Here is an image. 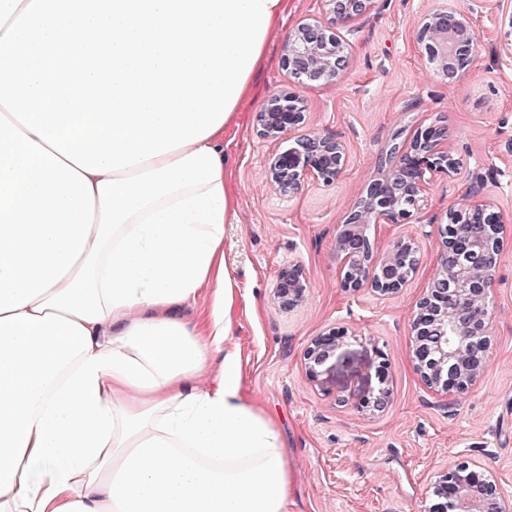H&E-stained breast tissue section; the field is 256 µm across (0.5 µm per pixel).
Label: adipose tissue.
Here are the masks:
<instances>
[{"label": "adipose tissue", "mask_w": 512, "mask_h": 512, "mask_svg": "<svg viewBox=\"0 0 512 512\" xmlns=\"http://www.w3.org/2000/svg\"><path fill=\"white\" fill-rule=\"evenodd\" d=\"M254 83L207 138L103 175L0 106V512H288L281 431L224 345V135Z\"/></svg>", "instance_id": "obj_1"}]
</instances>
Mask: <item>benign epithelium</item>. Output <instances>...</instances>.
I'll use <instances>...</instances> for the list:
<instances>
[{
    "label": "benign epithelium",
    "mask_w": 512,
    "mask_h": 512,
    "mask_svg": "<svg viewBox=\"0 0 512 512\" xmlns=\"http://www.w3.org/2000/svg\"><path fill=\"white\" fill-rule=\"evenodd\" d=\"M323 10L335 20L349 22L371 9L374 0H321ZM417 43L436 71L452 81L469 69L477 48V33L469 16L447 6L424 14L417 25ZM345 42L335 28L320 21L298 24L282 45L281 65L295 83V90L274 94L257 115L258 134L278 139L304 126L306 101L301 91L314 84L339 78L346 62ZM446 129L421 125L411 141L392 146L380 161L377 176L368 184L366 196L357 202L336 236L335 249L341 266V283L348 289L367 288L379 297L399 293L419 264L417 241L403 238L377 256L364 226L410 224L418 210L428 180L457 170V161L444 147ZM347 162L344 143L334 135L307 134L288 149L272 156L266 167L269 184L283 198L295 193L308 179L329 185L341 175ZM481 224L492 215L499 228L504 216L488 202L461 207ZM446 259L463 254L455 265L444 263L416 305L413 335L427 336L421 347L412 345L416 371L426 387L437 392H466L477 384L490 361L487 297L498 265L500 243L475 250L448 230L440 229ZM309 283L301 264L283 266L273 289L278 308L289 312L307 298ZM349 329L343 325L325 328L315 336L304 354L307 379L326 385L325 366L341 347ZM387 391L358 401L361 410L384 409ZM433 495L445 503L429 512H512V499L505 496L494 473L484 464L459 459L439 471Z\"/></svg>",
    "instance_id": "1"
}]
</instances>
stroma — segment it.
Wrapping results in <instances>:
<instances>
[{"mask_svg": "<svg viewBox=\"0 0 512 512\" xmlns=\"http://www.w3.org/2000/svg\"><path fill=\"white\" fill-rule=\"evenodd\" d=\"M448 5L468 12L478 34L468 74L448 81L416 41L420 17ZM512 0H376L372 11L336 28L346 41L342 77L304 90L306 131L333 134L348 163L335 184L308 180L292 197L265 179L267 160L286 148L257 132L256 116L270 95L292 90L281 47L297 24L323 19L321 0H288V12L257 78L240 125L228 136L236 216L224 227L231 278L226 295L241 360L242 392L273 418L292 474L288 512H428L429 487L448 462L475 459L512 496V60L500 52L502 22ZM445 127L459 161L456 174L432 179L410 224H373L377 253L414 236L417 270L396 296L341 285L335 240L365 193L379 160L417 126ZM484 200L508 217L498 268L488 294L491 349L487 371L463 394L441 395L421 381L411 359V322L424 289L446 260L438 230L449 211L469 201L475 179ZM298 262L309 282L306 302L291 312L272 298L279 269ZM351 334L336 353L326 387L310 383L304 352L326 327ZM390 368L377 373V352ZM388 389L384 411H358L357 401Z\"/></svg>", "mask_w": 512, "mask_h": 512, "instance_id": "obj_1", "label": "stroma"}]
</instances>
